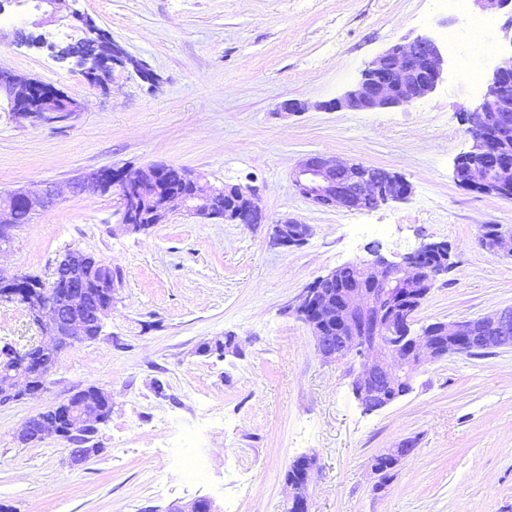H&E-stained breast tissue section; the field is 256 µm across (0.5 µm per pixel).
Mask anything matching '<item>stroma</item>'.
Returning <instances> with one entry per match:
<instances>
[{
    "mask_svg": "<svg viewBox=\"0 0 512 512\" xmlns=\"http://www.w3.org/2000/svg\"><path fill=\"white\" fill-rule=\"evenodd\" d=\"M133 58L143 80L116 66L90 83L20 29L57 42L81 38L60 7L9 0L0 14V70L25 74L77 100L61 122L33 124L0 102V193L49 182L58 200L13 232L0 268L50 280L79 250L117 273V301L102 334L58 356L47 389L0 406V507L7 512H167L209 497L216 512H287L284 472L315 457L308 512H512V348L450 355L419 368L413 390L367 412L355 399L350 361H327L294 307L317 277L358 261L369 245L399 260L446 242L454 265L418 309V325L473 319L512 306V255L483 244L485 225L512 230V199L460 187L457 159L472 140L464 107L477 104L512 46V11L465 13L441 0H77ZM489 21L482 49L447 36ZM433 36L448 59L426 97L371 111L333 109L371 60L406 38ZM305 109L292 113L284 102ZM360 161L401 174L403 201L370 210L302 197L293 174L308 156ZM167 164L200 186L254 189L261 224L203 219L174 207L146 231L121 222L119 190L71 192L82 173ZM311 225L282 248L273 224ZM229 336L237 353L202 356ZM43 336L24 307L0 301V346L22 351ZM95 385L112 396L99 456L75 467L66 444L23 445L32 415ZM195 433L204 477L183 482L185 429ZM412 438L415 453L386 485L371 460Z\"/></svg>",
    "mask_w": 512,
    "mask_h": 512,
    "instance_id": "obj_1",
    "label": "stroma"
}]
</instances>
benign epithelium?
I'll list each match as a JSON object with an SVG mask.
<instances>
[{
	"mask_svg": "<svg viewBox=\"0 0 512 512\" xmlns=\"http://www.w3.org/2000/svg\"><path fill=\"white\" fill-rule=\"evenodd\" d=\"M75 65L84 76L96 75L105 84L110 72L96 58H76ZM445 59L441 46L430 36H417L406 45H394L370 61L361 71L354 86L332 103L335 108L353 111L408 105L431 93L441 81ZM0 93L5 94L10 111L34 122L63 120L74 114L78 103L71 99L69 107L60 110L56 102L66 98L59 91L49 92L37 80L10 71L0 70ZM467 133L472 149L455 163L457 183L480 193L499 197L512 189V154L502 144L504 132L512 130V54L501 59L493 70L482 101L466 111ZM374 167L364 163L336 161L312 155L301 162L294 173V183L300 194L322 206H343L349 211L372 209L406 198L410 183L393 172L382 178L373 176ZM120 186L122 223L132 232L147 229L138 223L144 192L157 204L161 220H166L169 205L179 202L186 212L201 218H227L212 208L213 200L231 191L243 205L232 222L252 223L250 211L254 205L251 190L234 186H212L202 191L195 173L188 169L189 190L173 195L159 182L156 169L125 170L119 174L111 168L91 171L72 183V190L97 193L109 185V177ZM58 198L54 185L44 184L38 192L26 189L0 196V253L9 250L3 239L11 237L15 228L16 204L25 205L34 216ZM307 224L285 221L274 225L273 239L281 247L299 246L310 235ZM483 243L491 251L512 252V232L499 225L485 231ZM371 258L345 266L355 278L336 295L325 286L336 282L341 269L320 276L304 290L296 313L313 332L318 353L327 360L360 358L353 371L352 390L361 406L373 411L392 403L386 395L389 389L410 386L412 374L426 363L450 354H470L476 348L493 350L512 347V307L496 310L475 319L450 323L436 322L414 330L417 307L410 300H423L437 278L446 273L450 249L445 242H427L407 253L398 262L383 256L380 248L370 250ZM438 259L435 265H424V257ZM70 269L59 264L45 291L31 311V319L50 336L52 343L86 340V294L80 284L56 289L61 275ZM114 289L101 291L100 301L93 312L94 325L103 328L104 319L112 312ZM337 322L336 337L327 335L328 324ZM47 347L33 346L23 353L10 348L7 363L0 366V375L11 388L24 380L25 390L39 392L50 382L54 365L42 361ZM100 404L68 398L59 404L58 421L42 426L38 416L26 419L19 435L35 432L45 438L55 435L70 445V460L80 466L98 454V426L103 424L102 412L112 408V395L98 391ZM414 453L411 443L402 441L397 448H386L380 457L398 461ZM288 503L292 512H307L308 482L288 483ZM167 512H217L207 497L184 504H175Z\"/></svg>",
	"mask_w": 512,
	"mask_h": 512,
	"instance_id": "obj_1",
	"label": "benign epithelium"
}]
</instances>
